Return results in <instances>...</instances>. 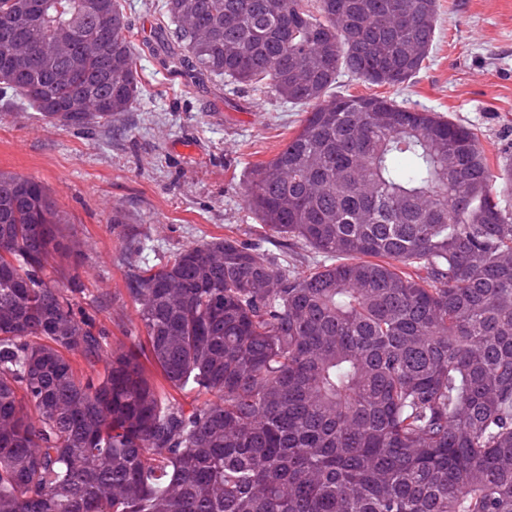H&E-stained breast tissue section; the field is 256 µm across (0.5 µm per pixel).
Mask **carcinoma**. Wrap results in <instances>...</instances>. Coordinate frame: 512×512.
<instances>
[{
  "instance_id": "obj_1",
  "label": "carcinoma",
  "mask_w": 512,
  "mask_h": 512,
  "mask_svg": "<svg viewBox=\"0 0 512 512\" xmlns=\"http://www.w3.org/2000/svg\"><path fill=\"white\" fill-rule=\"evenodd\" d=\"M307 2L163 9L174 66L310 107L245 197L324 263L226 236L138 265L144 338L113 346L55 201L0 173V512H512V165L436 112L333 93L414 77L437 0ZM96 3L0 0V87L63 124L132 111L124 6Z\"/></svg>"
}]
</instances>
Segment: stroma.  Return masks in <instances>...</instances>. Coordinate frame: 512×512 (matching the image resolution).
Masks as SVG:
<instances>
[{
    "label": "stroma",
    "mask_w": 512,
    "mask_h": 512,
    "mask_svg": "<svg viewBox=\"0 0 512 512\" xmlns=\"http://www.w3.org/2000/svg\"><path fill=\"white\" fill-rule=\"evenodd\" d=\"M163 0H124L139 100L112 121L53 124L0 92V171L40 180L80 240L89 294L113 298L99 321L110 342L139 333L126 294L132 266L231 236L301 273L321 256L273 237L244 199L246 176L298 130L302 107L265 85L195 82L167 69ZM435 42L401 87L342 73L337 92L377 94L470 129L491 164L512 162V0H438Z\"/></svg>",
    "instance_id": "obj_1"
}]
</instances>
